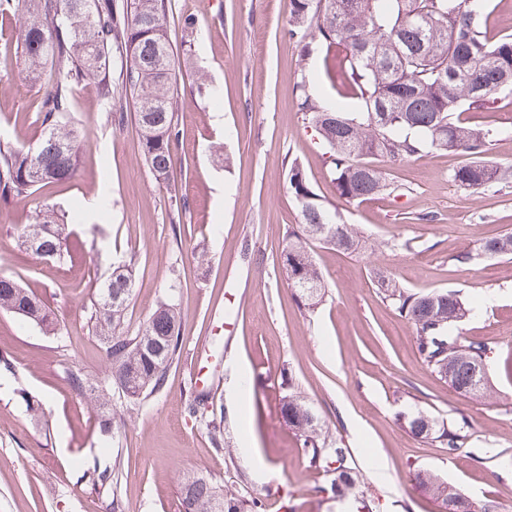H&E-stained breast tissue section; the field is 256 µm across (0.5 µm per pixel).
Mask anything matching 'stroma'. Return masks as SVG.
Instances as JSON below:
<instances>
[{
	"instance_id": "1",
	"label": "stroma",
	"mask_w": 512,
	"mask_h": 512,
	"mask_svg": "<svg viewBox=\"0 0 512 512\" xmlns=\"http://www.w3.org/2000/svg\"><path fill=\"white\" fill-rule=\"evenodd\" d=\"M168 39L176 60L180 140L169 181L146 164L132 99L112 67V102L92 81L78 84L70 115L83 134L74 178L49 199L83 215L75 265L34 258L18 245L27 206L0 209V275L21 276L61 319L46 335L0 310V512H105L119 494L127 512H173L184 475H202L239 496L280 489V512H355L331 498V478L313 470L281 414V373L290 370L330 435L342 439L360 471L371 512H441L413 476L428 470L491 512H512V258L476 256L480 240L512 232V184L472 190L451 179L462 158L427 156L388 167L405 192L348 202L336 196L324 149L296 106L302 80L335 102L322 52L306 56L289 37V0H171ZM21 10L0 5V141L31 147L41 133L42 90L21 73L14 29ZM192 17L194 28L183 25ZM125 120L115 125L113 110ZM493 131L490 158L512 165V90L491 108L467 113ZM299 162L326 208L357 225L370 249L344 253L315 244L325 299L303 306L281 253L301 216L288 169ZM473 251L471 261L452 257ZM132 262L135 282L126 319L144 322L175 285L182 348L163 389L135 410L113 400L111 434L75 392L70 374L106 385L104 345L91 326L93 287L115 260ZM375 269L405 289L458 291L470 315L456 333L487 343L486 396L454 392L417 351L413 325L371 283ZM209 347L206 411L224 428L215 450L203 422L184 410L194 389L190 356ZM266 378L234 405L228 385L235 359ZM38 411H31V404ZM422 408L448 427L465 425L455 454L414 437L406 414ZM261 458L275 475L261 482ZM112 472L91 489L85 469Z\"/></svg>"
}]
</instances>
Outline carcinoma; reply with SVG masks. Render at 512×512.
<instances>
[{
	"label": "carcinoma",
	"instance_id": "carcinoma-1",
	"mask_svg": "<svg viewBox=\"0 0 512 512\" xmlns=\"http://www.w3.org/2000/svg\"><path fill=\"white\" fill-rule=\"evenodd\" d=\"M30 20L18 26L23 71L37 81L50 72L40 102L43 130L28 148L0 146V206L30 204L32 224L40 242L27 245L29 225H21L20 246L40 258L53 254L58 262H74L76 249L67 246L68 218L41 190L69 181L79 164L82 134L67 119L71 88L94 79L103 98L112 99L110 66L125 65V86L134 98L135 119L145 161L154 175L170 177L179 141L175 112V62L167 35L169 0H23ZM486 0H290L294 28L311 29L304 52L326 49L336 66V78L362 100L364 111L351 115L340 104L323 105L306 83L296 95L298 110L308 127L330 150L332 183L339 197L351 202L378 195H400L402 187L389 181L382 164L394 165L433 154L454 153L466 161L453 169L460 187L486 190L508 182L512 170L488 159L492 131L462 119L470 110H484L498 92L512 86V34L494 39L483 31ZM383 46L375 60L367 49ZM289 189L302 222L288 228L282 263L288 281L308 307L319 305L326 284L310 244L317 241L352 253L367 240L355 225L317 202L302 167L292 163ZM487 257L512 256V232L479 242ZM372 282L383 298L416 329L423 362L460 395L482 391L489 347L462 344L451 328L471 310L453 290L416 295L379 271ZM133 294L132 268L113 263L109 278L95 287L90 321L106 345L112 365L111 387L100 386L81 374L70 377L74 390L100 411L105 425L112 395L131 411L163 387L180 351V317L169 292L157 302L138 330H125ZM0 309L23 313L46 334L60 330L57 314L13 276L0 275ZM287 393L281 413L299 435L309 467H333L335 477L322 491L335 497L358 493L359 475L349 466V450L323 432L316 413L295 389L293 377L283 375ZM410 432L430 439L452 453L467 440L464 428H445L422 409L407 416ZM415 480L440 500L444 512H478L473 502L430 472ZM179 512H263L257 498L237 497L212 480L195 476L181 484Z\"/></svg>",
	"mask_w": 512,
	"mask_h": 512
}]
</instances>
